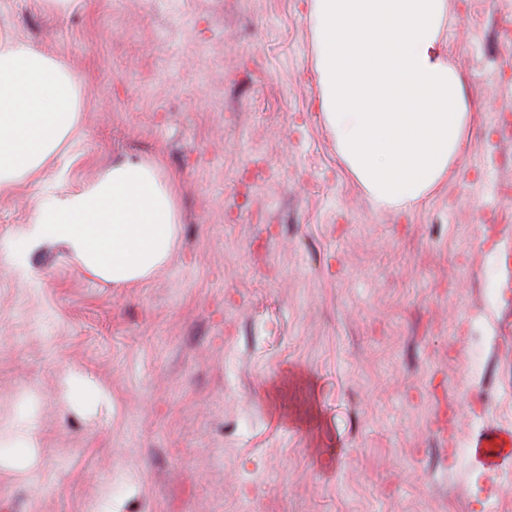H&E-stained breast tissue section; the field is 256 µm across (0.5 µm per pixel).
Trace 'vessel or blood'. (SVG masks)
Wrapping results in <instances>:
<instances>
[{
  "mask_svg": "<svg viewBox=\"0 0 512 512\" xmlns=\"http://www.w3.org/2000/svg\"><path fill=\"white\" fill-rule=\"evenodd\" d=\"M466 447L471 464L487 479L488 492H495L501 478L512 475V426L483 427L469 436Z\"/></svg>",
  "mask_w": 512,
  "mask_h": 512,
  "instance_id": "1",
  "label": "vessel or blood"
}]
</instances>
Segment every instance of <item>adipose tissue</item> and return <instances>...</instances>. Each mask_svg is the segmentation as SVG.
<instances>
[{"label":"adipose tissue","instance_id":"adipose-tissue-1","mask_svg":"<svg viewBox=\"0 0 512 512\" xmlns=\"http://www.w3.org/2000/svg\"><path fill=\"white\" fill-rule=\"evenodd\" d=\"M448 0H308L321 116L348 175L384 210L441 190L473 119L442 40ZM78 89L58 60L0 39V188L36 184L77 129ZM157 160H125L96 181L35 202L23 238L65 247L114 286L151 276L174 249L176 184Z\"/></svg>","mask_w":512,"mask_h":512}]
</instances>
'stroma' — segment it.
Returning <instances> with one entry per match:
<instances>
[{"mask_svg":"<svg viewBox=\"0 0 512 512\" xmlns=\"http://www.w3.org/2000/svg\"><path fill=\"white\" fill-rule=\"evenodd\" d=\"M474 120L446 187L377 208L318 109L307 0H10L79 133L0 192V512H512V0H448ZM123 159L176 176L168 262L114 288L21 230ZM35 436L29 448L15 436ZM471 464L487 479V494L492 495L501 478L512 474V426L489 425L468 437Z\"/></svg>","mask_w":512,"mask_h":512,"instance_id":"stroma-1","label":"stroma"}]
</instances>
